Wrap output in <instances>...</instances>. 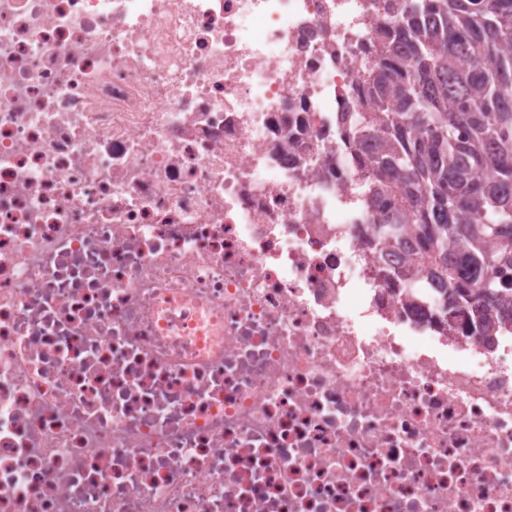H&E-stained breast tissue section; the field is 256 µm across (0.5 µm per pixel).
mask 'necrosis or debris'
I'll return each mask as SVG.
<instances>
[{
  "label": "necrosis or debris",
  "instance_id": "4bbe7bcc",
  "mask_svg": "<svg viewBox=\"0 0 512 512\" xmlns=\"http://www.w3.org/2000/svg\"><path fill=\"white\" fill-rule=\"evenodd\" d=\"M386 21L0 0V512H512V324L349 140Z\"/></svg>",
  "mask_w": 512,
  "mask_h": 512
}]
</instances>
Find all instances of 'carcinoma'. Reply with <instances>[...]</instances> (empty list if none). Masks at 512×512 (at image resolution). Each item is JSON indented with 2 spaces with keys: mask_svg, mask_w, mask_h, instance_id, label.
<instances>
[{
  "mask_svg": "<svg viewBox=\"0 0 512 512\" xmlns=\"http://www.w3.org/2000/svg\"><path fill=\"white\" fill-rule=\"evenodd\" d=\"M364 112L371 185L396 202L379 234L411 230L420 264L467 303V334L494 343L512 306V0H384Z\"/></svg>",
  "mask_w": 512,
  "mask_h": 512,
  "instance_id": "1",
  "label": "carcinoma"
}]
</instances>
